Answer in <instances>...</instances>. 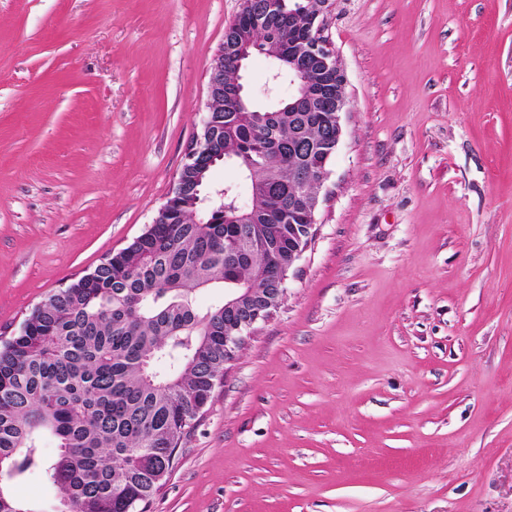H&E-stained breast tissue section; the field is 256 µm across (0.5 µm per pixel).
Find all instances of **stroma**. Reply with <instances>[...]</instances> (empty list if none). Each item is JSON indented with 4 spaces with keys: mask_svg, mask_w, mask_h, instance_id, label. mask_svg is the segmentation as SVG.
<instances>
[{
    "mask_svg": "<svg viewBox=\"0 0 512 512\" xmlns=\"http://www.w3.org/2000/svg\"><path fill=\"white\" fill-rule=\"evenodd\" d=\"M240 9L0 0V336L152 224ZM325 34L350 106L314 239L147 512H512V0H332Z\"/></svg>",
    "mask_w": 512,
    "mask_h": 512,
    "instance_id": "stroma-1",
    "label": "stroma"
}]
</instances>
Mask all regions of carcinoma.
<instances>
[{"label": "carcinoma", "instance_id": "obj_1", "mask_svg": "<svg viewBox=\"0 0 512 512\" xmlns=\"http://www.w3.org/2000/svg\"><path fill=\"white\" fill-rule=\"evenodd\" d=\"M290 0H253L224 35L228 88L239 79V45L288 53L305 18L283 24ZM218 102L194 161L178 173L153 223L89 276L49 295L18 333L0 341V482L43 473L58 512H146L179 458L183 439L224 378V336L258 307L278 301L272 266L244 258L228 241L263 240L288 260V226L314 206L319 165H330V112H268ZM313 145L307 159L290 145ZM239 165L248 201L203 204L214 156ZM207 288L225 298L203 307ZM56 448L49 460L47 443ZM0 512H29L0 485Z\"/></svg>", "mask_w": 512, "mask_h": 512}]
</instances>
